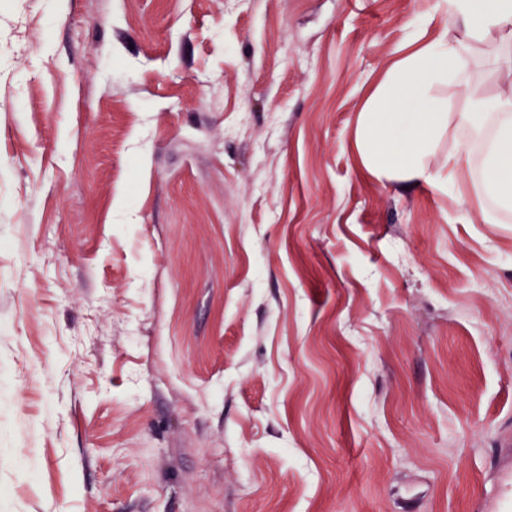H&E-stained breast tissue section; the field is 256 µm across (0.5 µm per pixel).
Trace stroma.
Listing matches in <instances>:
<instances>
[{
	"label": "stroma",
	"mask_w": 512,
	"mask_h": 512,
	"mask_svg": "<svg viewBox=\"0 0 512 512\" xmlns=\"http://www.w3.org/2000/svg\"><path fill=\"white\" fill-rule=\"evenodd\" d=\"M436 3L0 5V512H494L512 218L350 148Z\"/></svg>",
	"instance_id": "obj_1"
}]
</instances>
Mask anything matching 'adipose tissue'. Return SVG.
Here are the masks:
<instances>
[{"label": "adipose tissue", "instance_id": "obj_1", "mask_svg": "<svg viewBox=\"0 0 512 512\" xmlns=\"http://www.w3.org/2000/svg\"><path fill=\"white\" fill-rule=\"evenodd\" d=\"M439 7L458 34L413 43L387 68L358 114L353 154L380 183L448 192L469 182L479 199L474 223L499 224L512 215V83L481 112L449 111L437 89L452 85L478 101L469 67L493 34L502 43L497 68L512 67V0H439ZM452 126L465 136L435 166L438 145Z\"/></svg>", "mask_w": 512, "mask_h": 512}]
</instances>
